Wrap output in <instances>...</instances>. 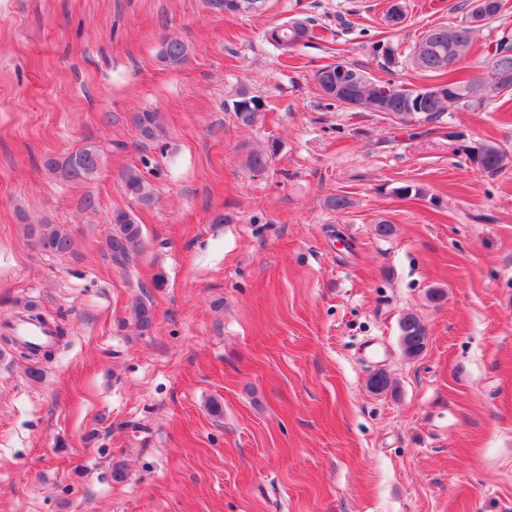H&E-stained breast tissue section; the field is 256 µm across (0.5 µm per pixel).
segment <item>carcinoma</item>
<instances>
[{"label":"carcinoma","mask_w":512,"mask_h":512,"mask_svg":"<svg viewBox=\"0 0 512 512\" xmlns=\"http://www.w3.org/2000/svg\"><path fill=\"white\" fill-rule=\"evenodd\" d=\"M265 0H208L210 8L223 14H255L264 9ZM471 8L464 23L454 26H439L429 30L421 43L425 52L418 53L413 48L411 59L414 67L423 72L450 70L452 77L445 82L446 94L431 102H418V91L396 86L390 81L368 78L351 89L367 112H384L388 115L405 118L412 115L423 122H433L445 115L455 104H467L474 93H480L479 102L495 100L512 88V42L504 38L498 44L492 61L489 77L478 80L468 73L461 72L457 64L473 43L476 27L473 19L482 21L494 19L501 10V0H470ZM266 40L286 54L310 41L313 27L306 19L288 20L265 31ZM190 55L187 44L181 40L164 43L161 58L174 68L182 66ZM317 86L331 93L329 100L336 105H344V99L333 94V88L340 77L331 65H324L315 73ZM264 107L261 97L243 85L236 91L225 109L234 114L241 125H253ZM135 127L139 141L152 142L162 132L159 114L141 112L135 116ZM466 159L479 171L490 175L500 173L504 168L505 155L495 145L484 144L466 151ZM101 163V152L97 145L89 143L76 153L64 156H50L45 166L66 181L91 180L97 174ZM121 187L124 193L138 205L149 208L156 202L154 189L145 175L138 169H127L121 174ZM111 230L106 246L116 262H124L142 246V230L134 218L125 211L112 213ZM27 240L41 251L50 254H66L72 250L73 238L66 226L61 224H27ZM131 318L137 329L146 333L154 324L152 307L143 301L132 307ZM403 350L407 357L416 358L426 348L427 328L422 319L408 314L400 321Z\"/></svg>","instance_id":"obj_1"}]
</instances>
